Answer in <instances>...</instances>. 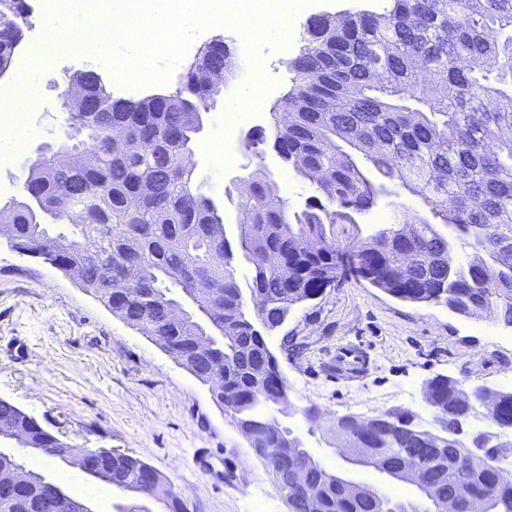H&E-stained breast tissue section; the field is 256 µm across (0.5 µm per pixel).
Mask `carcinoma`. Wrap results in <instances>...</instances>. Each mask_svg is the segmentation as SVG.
<instances>
[{"instance_id":"obj_1","label":"carcinoma","mask_w":512,"mask_h":512,"mask_svg":"<svg viewBox=\"0 0 512 512\" xmlns=\"http://www.w3.org/2000/svg\"><path fill=\"white\" fill-rule=\"evenodd\" d=\"M382 11L315 15L305 44L290 62L294 88L273 108V147L294 175L315 187L305 207L288 203L278 182L256 168L241 197L238 236L224 232V209L182 164L194 151L196 113L206 100L183 89L151 95L126 108L127 142L112 151L113 98L94 85L85 110L84 167L36 165L25 200L0 206V238L19 254L51 257L76 267L81 285L113 314L164 348L206 340L205 358L224 366L208 385L248 445L280 447L301 439L278 422L288 382L267 333L299 305L336 282L344 252L332 228L354 223L384 197L401 191L430 206L436 223L417 215L347 247L361 265L348 269L399 300L443 305L468 316L512 326V0H387ZM26 0H0V75L13 65L27 20ZM208 65L231 74L236 61L202 51ZM288 112L283 126L278 113ZM72 198L67 218L53 206ZM447 227V232L438 225ZM101 235L94 251L84 239ZM473 251L467 262L460 253ZM277 252L284 279L266 259ZM182 305L179 323L164 314ZM431 418L406 411L390 431L352 433L367 464L397 448L440 488L453 494L485 479L489 458L456 467L448 442L459 409L458 382L429 381ZM0 423L18 427V450L1 452L0 468L22 481L23 500L0 494V512H75L70 496L49 495L43 474L29 468V451L56 446L27 413L0 400ZM442 443L443 457L420 448ZM324 496L317 512H353L342 475L313 461ZM97 481L130 495L149 496L166 512H188L157 471L131 455L112 460ZM485 512H512V489L490 486Z\"/></svg>"}]
</instances>
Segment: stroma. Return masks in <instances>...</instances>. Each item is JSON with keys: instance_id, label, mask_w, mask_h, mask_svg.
<instances>
[{"instance_id": "stroma-1", "label": "stroma", "mask_w": 512, "mask_h": 512, "mask_svg": "<svg viewBox=\"0 0 512 512\" xmlns=\"http://www.w3.org/2000/svg\"><path fill=\"white\" fill-rule=\"evenodd\" d=\"M216 39L228 43L235 56L243 55L245 45L231 29L208 28L178 63L169 83L157 88L121 84L103 57L61 52L36 79L39 97L28 115L31 137L16 156L0 162V201L22 198L41 150L64 141L60 93L69 76L95 70L116 98L173 94L202 48ZM303 44L298 31L287 46L263 47L262 74L271 84L266 109L236 120L228 141L232 164L220 176L208 168L202 144L212 136L229 99L248 86L250 71L238 69L204 116L194 147L196 175L223 205L228 236H236L240 212L237 200L226 197L224 188L257 164L274 171L292 206H304L314 194L276 158L271 143L253 150L244 147L246 135L269 126L271 107L291 89L287 61ZM406 212L430 215L429 207L405 194L396 206L383 202L357 215L355 224L337 232L336 242L347 247L399 221ZM285 333L304 342L303 353L281 351ZM270 345L288 382L292 413L283 417V424L329 468L403 500L417 497L410 484L346 462L344 444L333 430L336 417L366 419L394 409L429 416L426 386L437 376L512 391V327L489 317L459 315L444 306L402 301L353 278L338 280L322 298L298 306L283 333L272 335ZM347 348L357 356L351 366L339 360ZM0 399L15 404L72 447L114 449L139 458L168 480L189 512H288L263 462L214 401L207 384L76 281L46 263L18 255L2 240ZM308 405L323 414L321 428L313 434L298 414ZM27 460L83 500L91 512H113V503L126 499L65 461L38 453Z\"/></svg>"}]
</instances>
